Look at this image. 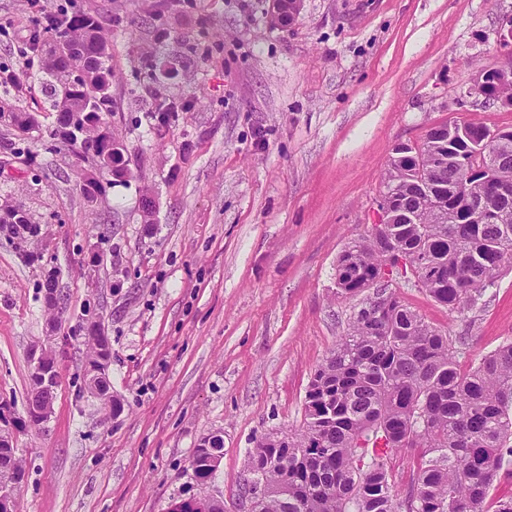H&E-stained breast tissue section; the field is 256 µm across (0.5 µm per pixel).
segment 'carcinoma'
<instances>
[{
    "label": "carcinoma",
    "instance_id": "obj_1",
    "mask_svg": "<svg viewBox=\"0 0 512 512\" xmlns=\"http://www.w3.org/2000/svg\"><path fill=\"white\" fill-rule=\"evenodd\" d=\"M37 26L52 32L55 45L93 63L92 77L79 87L67 81V65L47 64L58 89L51 100L60 111L66 96L81 112L95 98L96 81L112 76L111 56L98 19L75 11L60 24L46 17ZM487 100L512 101V83H489ZM486 124L469 122L468 133L451 135L448 124L431 128L425 142L406 147L389 165L386 198L396 218L394 247L410 257L406 272L415 286L450 313L466 316L486 305V292L512 268V144L493 152V178L465 177L454 164L435 167L431 186L418 176L436 154L469 166L472 140ZM47 137L75 155L106 145L54 126ZM446 203L431 204L429 194ZM17 249L39 234L27 217H0ZM385 256L374 232L341 251L336 264L340 293L368 292L350 318L347 334L315 370L306 390L304 422L296 431L263 436L249 452L247 470L259 491L251 512H512V494L495 496L501 479L512 477V341L463 372L466 337L452 336L407 305L397 288L373 287ZM90 390L117 410L105 377ZM419 449L411 490L402 494L397 458ZM197 482L217 468L204 449L191 461ZM23 465L12 448L0 446V487L15 484Z\"/></svg>",
    "mask_w": 512,
    "mask_h": 512
}]
</instances>
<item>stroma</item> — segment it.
I'll return each instance as SVG.
<instances>
[{"label": "stroma", "mask_w": 512, "mask_h": 512, "mask_svg": "<svg viewBox=\"0 0 512 512\" xmlns=\"http://www.w3.org/2000/svg\"><path fill=\"white\" fill-rule=\"evenodd\" d=\"M112 54V131L127 175L97 202L80 173L92 159L45 149V49L0 104L33 114L0 125V203L23 206L45 238L28 262L0 234V402L21 426L18 512H168L192 497L244 512L248 453L303 423L315 369L348 330L357 298L336 291V259L365 236L398 142L422 144L449 120L512 129V109L467 96L502 65L512 0H302L285 25L271 0H76ZM168 37L157 43L155 33ZM35 26L26 0H0V66L16 69ZM173 105L166 123L151 120ZM152 216H144V196ZM99 262H91L89 246ZM59 272L48 312L39 284ZM402 299L467 338L462 369L512 339V270L474 319L400 280ZM94 303L111 340V413L87 387ZM57 352L53 410L25 426L33 349ZM221 434L207 484L190 460Z\"/></svg>", "instance_id": "1"}]
</instances>
